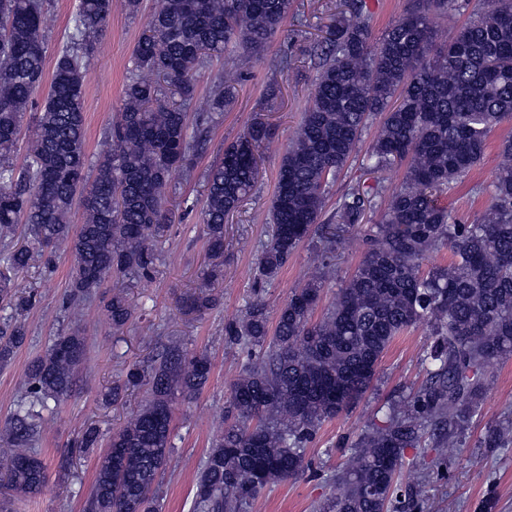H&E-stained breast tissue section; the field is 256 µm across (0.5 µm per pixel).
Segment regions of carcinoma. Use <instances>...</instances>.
<instances>
[{
  "label": "carcinoma",
  "instance_id": "carcinoma-1",
  "mask_svg": "<svg viewBox=\"0 0 512 512\" xmlns=\"http://www.w3.org/2000/svg\"><path fill=\"white\" fill-rule=\"evenodd\" d=\"M291 7L292 0H159L135 46L108 146L93 161L84 82L112 0H79L41 105L34 93L45 80V0H0V249L8 270L0 271V303L12 307L0 324V366L27 338L23 313L30 305L15 301L16 278L29 267L32 249L49 261L61 247L71 253V300L91 295L114 274L151 275L159 261L155 240L172 227L165 207L172 173L191 168L203 134L236 98L239 79L220 80L209 111L192 115L169 103L161 83L191 101L210 58L239 50L260 55ZM459 8L458 0H410L374 49L366 0H344L328 30L312 102L279 165L258 279L276 277L320 223L330 185L373 120L379 126L371 167L391 174L409 164L387 197L378 183L340 198L336 215L350 225L362 223L372 198L385 200L367 228L366 251L321 320L312 315L328 271L292 292L275 325L257 299L224 326L225 347L247 353L248 361L224 408V419L234 422L212 442L193 512H245L265 488L297 476L322 423L371 388L398 336L427 324V384L389 404L383 424L357 436L336 474L337 492L321 508L399 512L403 499L422 492L419 484L399 483L402 470L414 465L407 450L448 447L479 412L489 369L512 356V138L499 145L493 202L479 222H456L436 199L482 161L490 133L512 119V0H487L448 41L437 42L430 13ZM32 111L29 160L18 169L12 155ZM270 139L264 122H251L203 175L201 223L214 258L224 254L225 218L253 191ZM77 202L84 222L75 229L69 217ZM444 248L450 263L422 269ZM104 310L116 329L135 317L120 290ZM86 352L87 338L76 327L27 366L25 400L0 439V479L18 496L47 488L46 466L32 448L40 410L68 395ZM211 369L206 354L173 345L112 386L107 400L140 384L147 398L108 436L93 425L82 431L76 447L105 446L83 512H159L174 405L193 399ZM483 443L512 444V426L488 429Z\"/></svg>",
  "mask_w": 512,
  "mask_h": 512
}]
</instances>
